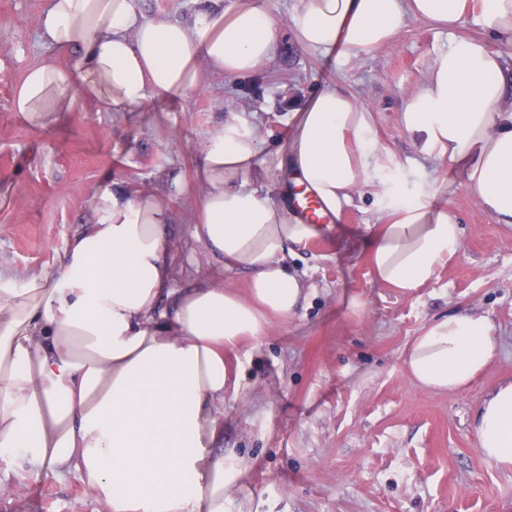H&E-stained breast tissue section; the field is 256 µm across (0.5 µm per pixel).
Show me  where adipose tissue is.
Here are the masks:
<instances>
[{"label": "adipose tissue", "instance_id": "ef3b65f1", "mask_svg": "<svg viewBox=\"0 0 512 512\" xmlns=\"http://www.w3.org/2000/svg\"><path fill=\"white\" fill-rule=\"evenodd\" d=\"M471 16L512 39V0H297L289 27L303 49L326 55L384 45L409 18L454 29ZM39 35L54 54L27 70L14 109L43 125L86 95L120 113L186 97L203 63L229 78L252 74L273 62L281 39L257 0L188 22L144 18L137 0H50ZM58 53L73 68L59 67ZM507 84L488 43L451 40L401 122L448 158L487 214L512 225ZM260 144L256 126L229 115L189 186L192 239L212 268L247 274L246 294L176 287L169 202L126 188L100 193L97 221L52 263L21 280L0 276V460L14 477L78 473L107 512H230L247 464L220 450L224 403L250 393L225 353L295 313L306 283L287 258L322 230L251 186ZM277 158L332 215L391 164L376 152L369 112L332 87L292 113ZM446 186L439 178L424 192L388 195L369 235L376 281L413 293L457 253L462 227L437 201ZM498 349L489 316L458 311L415 336L404 364L418 384L457 391ZM473 433L487 461L512 469V379L479 406Z\"/></svg>", "mask_w": 512, "mask_h": 512}]
</instances>
